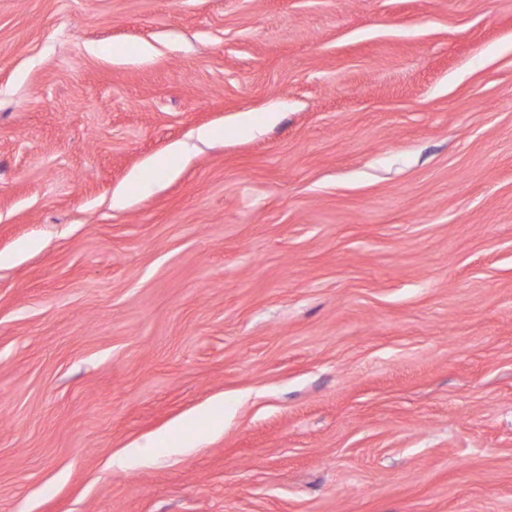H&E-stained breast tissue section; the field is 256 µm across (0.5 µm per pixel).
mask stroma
<instances>
[{
    "instance_id": "35a3bbf8",
    "label": "stroma",
    "mask_w": 512,
    "mask_h": 512,
    "mask_svg": "<svg viewBox=\"0 0 512 512\" xmlns=\"http://www.w3.org/2000/svg\"><path fill=\"white\" fill-rule=\"evenodd\" d=\"M0 512H512V0H0Z\"/></svg>"
}]
</instances>
